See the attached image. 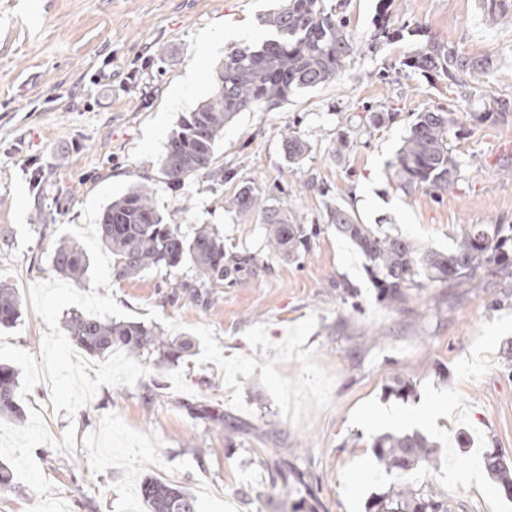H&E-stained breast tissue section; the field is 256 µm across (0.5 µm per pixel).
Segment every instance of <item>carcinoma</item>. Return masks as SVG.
Segmentation results:
<instances>
[{"label": "carcinoma", "mask_w": 512, "mask_h": 512, "mask_svg": "<svg viewBox=\"0 0 512 512\" xmlns=\"http://www.w3.org/2000/svg\"><path fill=\"white\" fill-rule=\"evenodd\" d=\"M380 0L375 37L391 39L386 7ZM325 0H286L280 9L261 18L276 36L259 46L232 49L219 69L209 97L183 115L168 138L160 159V182L177 190L185 181L202 176L210 181L224 180V169L214 166L215 149L224 135V126L241 112L268 110L288 100L300 90L329 84L342 72L346 60L357 48L341 11ZM401 70L435 73L452 82L468 85L472 96H487L484 79L493 69L489 57H466L447 44L429 38L422 49L404 58ZM487 112L496 120L509 121L512 98L490 97ZM457 124L455 113L444 110L415 113L403 143L389 167L400 187L424 188L441 196L455 187L460 162L451 146ZM311 145L295 132L285 139L288 162L297 164ZM154 188L141 184L128 189L109 203L100 215L97 235L112 255L116 278H134L155 267L175 268L188 264L198 277L167 284L172 297L189 294L199 297L201 288H219L233 283L248 270L255 257L225 248L224 236L207 224L192 235L181 225L169 224L155 205ZM238 212L257 211L267 225L265 248L275 256L301 259L307 252L308 229L293 222L287 205H271L250 186L241 187L226 201ZM336 230L349 238L365 258V269L378 288L381 299L400 305L408 291L429 285L456 286L473 280L483 271L507 274L512 258L506 250L512 244V225L470 224L446 252L419 248L401 234L379 226L360 224L345 209L330 210ZM89 259L76 244L64 243L52 255V269L81 284L86 280ZM22 315L21 302L5 282L0 283V326L11 327ZM64 328L71 339L91 356L109 355L122 349L137 359L154 357L157 369L179 365L192 349V343L172 340L158 330L139 322L113 321L73 309L66 314ZM17 371L0 364V418L23 423L16 400ZM379 465L393 476L386 492L372 498L367 512H449L441 491L429 485L421 491L412 479L416 470L431 463L438 454L433 442L413 433L379 436L374 443ZM489 476L499 485H512V463L495 450L483 457ZM141 495L148 512H198L195 497L186 489L147 475Z\"/></svg>", "instance_id": "carcinoma-1"}]
</instances>
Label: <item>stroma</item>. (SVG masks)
Returning <instances> with one entry per match:
<instances>
[{
	"label": "stroma",
	"instance_id": "1",
	"mask_svg": "<svg viewBox=\"0 0 512 512\" xmlns=\"http://www.w3.org/2000/svg\"><path fill=\"white\" fill-rule=\"evenodd\" d=\"M378 4L350 0L358 49L336 81L225 125L215 162L231 180L172 190L159 159L179 118L210 95L231 48L274 38L261 18L279 0H0V236L10 240L0 279L22 312L8 344L41 358L48 327L29 288L56 279L63 227L84 226L89 198L109 182L154 185L168 223L187 234L212 225L257 258L209 305L171 298L166 283L192 277L187 266L99 288L135 321L199 348L150 402L141 383L104 385L69 415L39 379L17 399L24 427L0 421V462L15 476L0 512H147L139 485L149 474L185 487L199 512H366L391 482L375 440L414 431L439 448L417 485L438 486L451 512H512L482 465L492 448L512 461V278L486 273L390 304L329 221L338 205L440 251L466 225H512V179L499 173L512 121L486 117L463 87L400 69L435 36L491 57L494 93L512 97V19L490 23L482 0H390L398 34L381 41ZM437 108L458 118V184L440 197L404 191L389 163L415 113ZM292 130L311 145L296 165L282 152ZM340 134L352 144L334 157ZM246 184L316 225L301 262L267 252L257 213L226 209ZM400 381L413 385L408 397L389 394ZM280 458L294 472L277 474Z\"/></svg>",
	"mask_w": 512,
	"mask_h": 512
}]
</instances>
